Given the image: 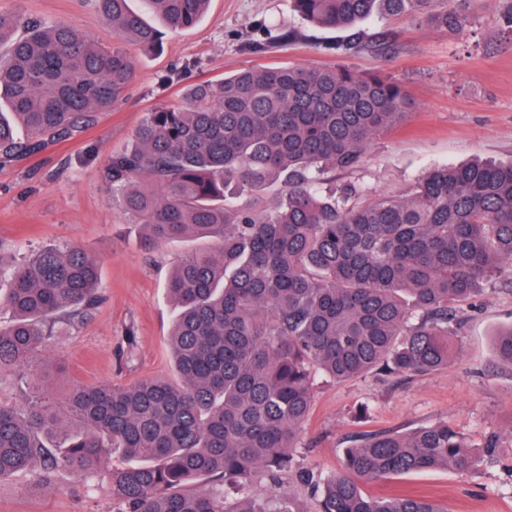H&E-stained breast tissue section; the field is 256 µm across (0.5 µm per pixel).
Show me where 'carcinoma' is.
Segmentation results:
<instances>
[{"instance_id": "1", "label": "carcinoma", "mask_w": 512, "mask_h": 512, "mask_svg": "<svg viewBox=\"0 0 512 512\" xmlns=\"http://www.w3.org/2000/svg\"><path fill=\"white\" fill-rule=\"evenodd\" d=\"M113 43L61 21L0 12V165L40 154L118 105L136 76L126 49L160 50L161 33L129 0H94ZM168 29L194 26L210 0H148ZM303 26L339 32L316 48L349 58L366 46L358 24L411 14L457 31L477 0H293ZM501 32L512 40V0ZM290 29L250 43L265 53ZM415 108L379 72L337 65L247 68L194 82L144 113L104 179L112 205L141 225L146 247L184 239L189 251L165 288L178 309L169 334L175 381L77 387L0 401V480L58 469L109 478L117 512H293L258 477L295 481L319 512H446L421 495L376 496L364 481L438 468L473 470L480 456L448 423L371 431L326 477L296 463L314 386L373 371L427 374L448 366L456 305L512 280V163L433 169L401 195L371 198L336 176L363 168L372 140ZM7 275L0 370L23 366L105 300L98 261L75 247L30 253ZM512 369V327L496 335ZM121 452L127 463L112 466ZM208 486L196 491L192 483ZM240 495L229 503L224 488Z\"/></svg>"}]
</instances>
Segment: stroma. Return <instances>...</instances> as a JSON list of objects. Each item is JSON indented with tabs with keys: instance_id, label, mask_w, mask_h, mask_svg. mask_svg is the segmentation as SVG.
<instances>
[{
	"instance_id": "stroma-1",
	"label": "stroma",
	"mask_w": 512,
	"mask_h": 512,
	"mask_svg": "<svg viewBox=\"0 0 512 512\" xmlns=\"http://www.w3.org/2000/svg\"><path fill=\"white\" fill-rule=\"evenodd\" d=\"M14 10L65 22L103 43L112 40L91 0H0V11ZM498 13V0H480L470 24L456 32L407 16L362 23L369 36L393 30L396 47L368 49L348 58V65L396 78L416 108L374 139L363 169L350 173V180L364 182L374 196L402 194L436 167L474 158L512 162V41L502 36ZM298 24L292 0H211L195 26L166 31L159 53L135 52L137 77L124 100L83 135L0 167V264L38 249L79 247L98 259L106 296L23 369L0 372L1 401L23 403L38 388L60 402L78 386L172 378L168 334L177 310L163 290L192 244L141 247V226L109 200L104 165L113 150L130 142L144 112L192 82L270 62L336 64V57L307 40L275 52L249 51L262 29L283 32ZM458 316L447 367L401 378L318 379L296 459L332 473L360 433L445 421L481 453L477 469L460 474L441 468L370 481L364 490L429 494L447 512H512V370L500 365L494 349L495 334L512 326V284L489 283L460 306ZM0 512L116 508L106 479L84 483L62 473L45 486L36 475L21 474L0 480Z\"/></svg>"
}]
</instances>
